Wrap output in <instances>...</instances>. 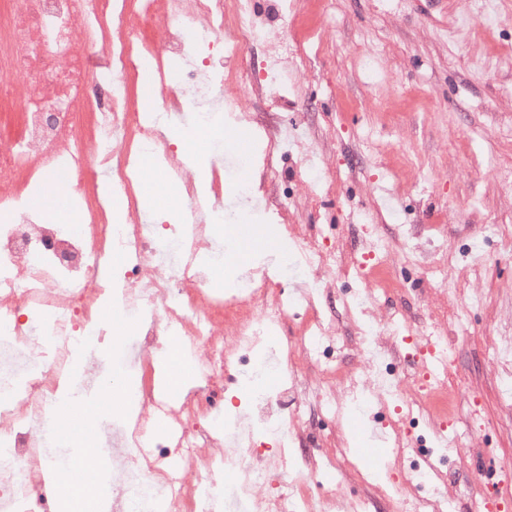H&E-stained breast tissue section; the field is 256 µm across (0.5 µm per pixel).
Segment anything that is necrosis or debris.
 Wrapping results in <instances>:
<instances>
[{"instance_id":"necrosis-or-debris-1","label":"necrosis or debris","mask_w":512,"mask_h":512,"mask_svg":"<svg viewBox=\"0 0 512 512\" xmlns=\"http://www.w3.org/2000/svg\"><path fill=\"white\" fill-rule=\"evenodd\" d=\"M251 2L0 0V112L19 114L17 123L0 125V349L26 366L0 386V512H53L44 472L55 465L48 442L59 387L75 379V348L105 341L97 312L111 294L113 317L135 320L127 354L139 378L131 416L112 433L121 448L112 459L113 512H128L145 490L163 499L167 512H221L228 482L254 512H312L308 473L316 460L288 448L304 439L308 411L337 417L351 405L396 406L421 420L433 441L448 442L445 417L462 392L448 382L447 337H427L431 380L414 392L384 357L410 332L406 315L379 304L380 296L406 289L391 275L390 240L375 236L363 261L325 248L309 225L288 223V200L271 182L259 190L263 210L287 224L293 259L305 274L300 293L287 296L262 269L245 271L237 288L210 287L222 268L210 250L224 175L212 170L200 184L158 120L185 112L187 91L200 80L216 92L239 87L240 69L209 61L240 57L256 45L265 47L266 64L253 91H287L289 70L303 63L301 52L288 48V0H270L264 17ZM20 74L28 81L22 90L14 82ZM224 109L255 142L240 168L271 170L288 149L287 129L256 123L233 101ZM49 112L54 122H46ZM145 157L186 201L176 225L141 220ZM96 165L111 173L112 192L124 201L122 223L111 222L107 200L88 178ZM59 169V191L76 195L88 220L82 232L22 206L23 191ZM339 270L358 285L345 309L369 367L363 374L343 371L337 324L321 309ZM292 314L300 322L277 349L278 383L258 386L246 407L248 426L218 433L213 423L224 414L226 385L250 373L252 356ZM175 336L190 344L199 378L178 396L157 389L153 365ZM304 369L312 376L299 399ZM160 420L166 431L152 432ZM261 431L275 434L274 448L259 447ZM274 482L280 490L257 497L261 485ZM402 487L414 512H448L433 463L407 466Z\"/></svg>"}]
</instances>
